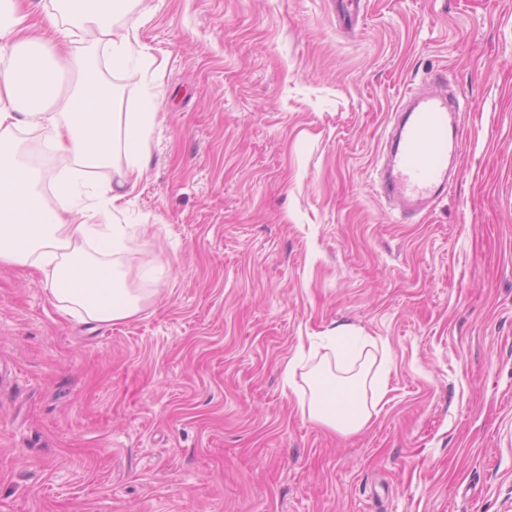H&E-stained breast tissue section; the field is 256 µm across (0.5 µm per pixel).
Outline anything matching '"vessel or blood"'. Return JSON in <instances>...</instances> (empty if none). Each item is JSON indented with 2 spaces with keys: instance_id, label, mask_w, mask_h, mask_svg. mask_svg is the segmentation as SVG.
Listing matches in <instances>:
<instances>
[{
  "instance_id": "vessel-or-blood-1",
  "label": "vessel or blood",
  "mask_w": 512,
  "mask_h": 512,
  "mask_svg": "<svg viewBox=\"0 0 512 512\" xmlns=\"http://www.w3.org/2000/svg\"><path fill=\"white\" fill-rule=\"evenodd\" d=\"M443 84L433 75L401 98L390 115L389 155L376 160V191L404 217L420 214L448 190V156L461 135L454 122L460 101Z\"/></svg>"
}]
</instances>
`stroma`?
Masks as SVG:
<instances>
[{
  "instance_id": "stroma-1",
  "label": "stroma",
  "mask_w": 512,
  "mask_h": 512,
  "mask_svg": "<svg viewBox=\"0 0 512 512\" xmlns=\"http://www.w3.org/2000/svg\"><path fill=\"white\" fill-rule=\"evenodd\" d=\"M146 0L121 16L158 106L114 221L156 270L134 317L63 316L0 265V512H512V0ZM442 73L468 104L428 213L373 188L401 94ZM350 326L389 392L344 435L283 371Z\"/></svg>"
}]
</instances>
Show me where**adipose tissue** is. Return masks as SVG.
Returning <instances> with one entry per match:
<instances>
[{"label": "adipose tissue", "mask_w": 512, "mask_h": 512, "mask_svg": "<svg viewBox=\"0 0 512 512\" xmlns=\"http://www.w3.org/2000/svg\"><path fill=\"white\" fill-rule=\"evenodd\" d=\"M128 2L51 0L43 23L30 25L26 0H0V265L41 271L57 308L89 325L131 318L148 297L125 281L120 259L133 240L111 218L144 174L156 106L148 99L139 111H115L116 92L94 66L99 51L111 71L131 79L153 66L136 48L134 27L116 28ZM78 32L89 47L72 57L63 92L50 57L56 41ZM22 131L40 133L68 174L55 203L45 195L47 170L19 153ZM87 177L97 180L90 195L81 189ZM349 335L340 326L322 336L334 362L308 372L310 397L300 403L304 416L342 434L364 429L389 389V372L366 340L351 354L338 349Z\"/></svg>", "instance_id": "adipose-tissue-1"}]
</instances>
